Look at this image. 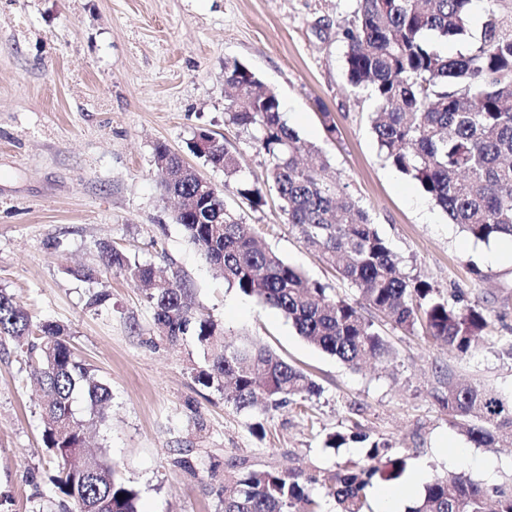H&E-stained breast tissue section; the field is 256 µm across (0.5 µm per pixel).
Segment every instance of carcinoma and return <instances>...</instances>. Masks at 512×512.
<instances>
[{"mask_svg":"<svg viewBox=\"0 0 512 512\" xmlns=\"http://www.w3.org/2000/svg\"><path fill=\"white\" fill-rule=\"evenodd\" d=\"M473 0H357L344 34L345 68L352 91L376 103L372 129L384 158L410 177L476 241L512 240V11L487 0L479 36L466 53L450 57L449 41L471 37ZM224 83L234 89L225 122L248 132L268 160V184L281 200L288 223L305 246L321 255L356 292L342 297L310 280L270 248L257 245L253 225L228 208L224 193H206L198 208L174 216L206 260L241 294L278 310L309 344L352 369L368 360L390 365L395 351L366 317L367 308L405 334L445 345L458 358L479 346L491 316L479 305L459 308L426 281L397 271V259L368 212L340 181H328L326 162L283 119L277 93L261 88L257 74L237 60L224 62ZM203 158L235 180V195L253 207L264 203L260 188L236 179L238 159L216 139ZM182 196L203 187L195 174L180 179ZM106 268L150 289L148 298L160 336L175 344L193 332L206 358L195 381L229 389L238 410L262 402L276 408L300 405L318 392L304 370L252 339H228L218 324L199 316L183 284L157 276L153 266L132 262L106 242L98 243ZM8 336L39 368L46 422L43 445L57 464V493L74 512H138V491L117 477L119 464L104 454L84 469V421L72 410L74 396L87 401L89 419H104L111 390L95 369L78 360L65 329L32 323L13 297L0 291V337ZM439 402L451 423L477 447L512 446V394L480 383L448 379ZM369 442L366 462L328 478L340 512H366L374 483L396 485L406 463L388 442L368 441L357 431L328 437ZM223 512H307L319 503L293 471L240 466L220 494ZM408 512H512V480L486 489L463 476L427 483Z\"/></svg>","mask_w":512,"mask_h":512,"instance_id":"carcinoma-1","label":"carcinoma"}]
</instances>
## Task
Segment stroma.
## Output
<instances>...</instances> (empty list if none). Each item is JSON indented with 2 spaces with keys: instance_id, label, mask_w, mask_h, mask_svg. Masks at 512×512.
<instances>
[{
  "instance_id": "obj_1",
  "label": "stroma",
  "mask_w": 512,
  "mask_h": 512,
  "mask_svg": "<svg viewBox=\"0 0 512 512\" xmlns=\"http://www.w3.org/2000/svg\"><path fill=\"white\" fill-rule=\"evenodd\" d=\"M357 0H0V290L36 322L64 325L73 350L112 389L87 446L120 464L140 512H222L232 465L322 475L364 464L365 444L325 445L360 424L392 444L407 470L461 475L491 488L512 478V448H477L438 403L448 377L512 392V246L476 241L419 185L385 161L371 126L375 103L351 91L344 32ZM251 68L279 97L287 125L322 149L395 253L402 274L490 312L482 345L465 359L383 319L396 358L348 368L308 344L278 311L229 287L174 219L160 189L157 145L216 187L223 170L193 155L199 132L223 140L240 178L260 186L268 162L247 132L225 124L224 63ZM338 132L329 135L322 113ZM226 201L258 239L341 296L354 291L308 249L275 193L253 208ZM106 241L188 289L198 314L229 337L258 340L320 386L306 409L237 410L198 384L193 338L159 337L146 293L107 270ZM94 271L96 288L80 280ZM107 292L89 306L93 290ZM33 366L0 340V512H71L52 482ZM469 460H453V449Z\"/></svg>"
}]
</instances>
